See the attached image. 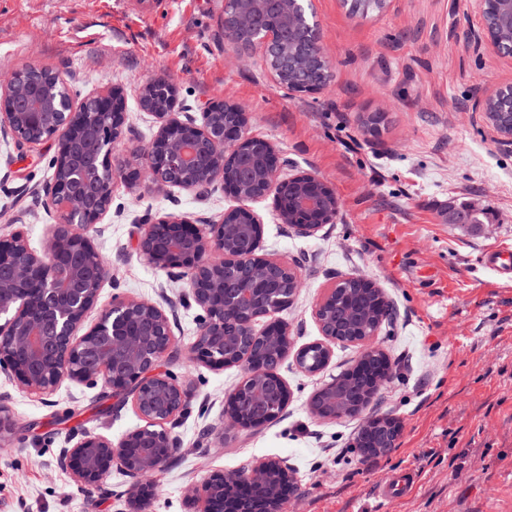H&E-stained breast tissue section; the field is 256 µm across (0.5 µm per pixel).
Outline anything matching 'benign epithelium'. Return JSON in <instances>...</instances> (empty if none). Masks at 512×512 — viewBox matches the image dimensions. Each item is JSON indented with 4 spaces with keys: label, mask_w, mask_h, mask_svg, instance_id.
<instances>
[{
    "label": "benign epithelium",
    "mask_w": 512,
    "mask_h": 512,
    "mask_svg": "<svg viewBox=\"0 0 512 512\" xmlns=\"http://www.w3.org/2000/svg\"><path fill=\"white\" fill-rule=\"evenodd\" d=\"M238 7L224 20V38L239 42L250 29L262 34L255 45L264 53L274 82L292 94L312 93L322 84H307L301 74L310 55L292 51L291 36L302 29L309 48L318 52L324 80L332 75L323 54L319 31L309 21L310 0H224ZM492 0H477L484 41L498 54L512 55V43L499 30L512 29V0H501L493 12ZM45 69L26 64L0 79V135L19 150L47 139L58 140L54 175L46 187V207L60 222L49 225L43 248L30 246L21 230L0 239V373L27 391L52 393L64 380L79 383L103 381L121 402L132 400L144 425L127 433L118 443L99 435H85L63 451L59 466L78 485L103 484L117 467L138 479L133 498L149 499L155 487L139 477L152 475L166 464L178 438L169 424L186 405L187 389L177 377L158 367L177 355L170 316L160 305L144 299L114 297L101 310L96 323L84 328L86 314L108 281V267L93 241L97 224L112 205L117 180L131 189L140 185L158 190L194 191L221 184L236 205L224 210L210 224H192L172 214L148 215L141 221L140 254L170 278H186L191 297L202 311L198 334L191 346L193 358L215 369L239 366L244 383L227 397L226 422L236 428H258L277 416L259 401L237 411L244 384L261 373L251 355L261 340L293 355L305 372L323 370L332 357V346L349 342L362 346L363 354L379 349L372 345L379 326L350 331L359 320L348 311L341 320L328 321L322 312L336 287L327 289L315 316L323 339L299 348L292 345L287 328L269 322L259 337L250 318L233 319L238 306L254 304L267 318L292 303L302 287L296 269L260 252L263 220L252 204L273 196L275 215L288 232L315 235L335 222L339 202L334 189L312 172L284 173L285 161L271 140L247 129L244 109L236 103L209 106L200 117L175 111L178 90L165 78L150 79L143 90L159 83L169 85V111L158 112L155 137L143 148L132 147L126 156L116 148L131 141L122 95L111 89L85 96L75 103L67 79L55 74L66 94L52 100L42 91H31L24 80L40 79ZM487 122L503 142L512 143V85L497 88L478 104ZM288 184L295 204L290 208L278 193ZM315 361L307 363L310 354ZM335 386L322 388L313 398V412L323 418L357 416L366 405H336ZM364 430L375 432L373 447L386 453L396 446L400 422L392 416L374 417ZM292 485V476L273 459L258 461L249 469L216 473L192 493L193 512H213L215 496L226 487L260 488L274 473ZM283 498L236 503L231 512H282Z\"/></svg>",
    "instance_id": "benign-epithelium-1"
}]
</instances>
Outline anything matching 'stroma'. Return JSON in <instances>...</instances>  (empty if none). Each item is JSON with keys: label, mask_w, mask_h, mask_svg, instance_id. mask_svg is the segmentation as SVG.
<instances>
[{"label": "stroma", "mask_w": 512, "mask_h": 512, "mask_svg": "<svg viewBox=\"0 0 512 512\" xmlns=\"http://www.w3.org/2000/svg\"><path fill=\"white\" fill-rule=\"evenodd\" d=\"M0 0V77L33 63L67 73L75 99L121 90L133 145L158 129L140 106L142 84L173 79L183 111L214 102L246 109L251 133L272 140L290 170L318 174L335 190V223L311 237L290 234L271 200L261 249L297 267L303 286L278 318L296 345L320 340L314 311L326 288L350 276L380 286L394 309L374 339L389 365L364 416L322 418L312 397L351 368L362 349L336 344L328 367L302 372L292 358L277 369L291 399L273 422L225 430L227 395L245 378L191 359L199 308L188 282L155 269L137 249L144 214L175 213L194 223L219 219L233 200L222 186L202 193L130 192L116 183L94 237L109 263L96 309L113 295L146 299L176 319V359L167 371L189 397L174 429L177 453L152 476L149 500L131 496L120 469L100 487H79L58 467L82 434L119 440L140 426L132 406L104 385L64 381L52 394L19 389L0 375V403L15 431L0 442V512H192L195 486L216 472L269 458L287 466L296 489L283 512H512V281L482 266L481 254L512 243V144H502L476 104L512 84V56L478 41L474 0H390L380 14H352L342 0H314L331 79L312 94L277 86L260 48L224 38V0ZM387 117L379 137L361 119ZM58 151L44 141L17 151L0 139V235L25 230L44 244L56 212L43 204ZM477 209L476 224L449 211ZM391 415L402 431L386 454L363 457L355 443L364 417ZM414 471L399 500L375 494L379 481Z\"/></svg>", "instance_id": "obj_1"}]
</instances>
